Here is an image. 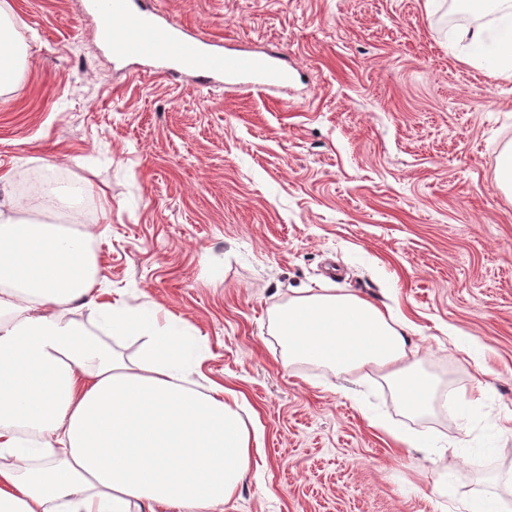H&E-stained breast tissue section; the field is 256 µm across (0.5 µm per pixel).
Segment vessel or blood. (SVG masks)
I'll return each instance as SVG.
<instances>
[{
    "mask_svg": "<svg viewBox=\"0 0 512 512\" xmlns=\"http://www.w3.org/2000/svg\"><path fill=\"white\" fill-rule=\"evenodd\" d=\"M150 2L87 0L89 11L101 24V41L115 62L148 60L157 71L190 74L206 87L221 83L274 90L291 81L280 52L208 40L152 8Z\"/></svg>",
    "mask_w": 512,
    "mask_h": 512,
    "instance_id": "b4317fda",
    "label": "vessel or blood"
}]
</instances>
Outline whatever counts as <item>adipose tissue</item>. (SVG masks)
<instances>
[{
  "label": "adipose tissue",
  "mask_w": 512,
  "mask_h": 512,
  "mask_svg": "<svg viewBox=\"0 0 512 512\" xmlns=\"http://www.w3.org/2000/svg\"><path fill=\"white\" fill-rule=\"evenodd\" d=\"M485 23L459 32L463 60L512 79V0H457ZM25 52L0 6V89ZM0 209V512H224L251 460L239 395L196 377L206 336L151 303L126 306L100 286L98 239ZM88 322L71 316L76 305ZM411 322L344 288L306 289L275 317L283 367L384 373L401 408L431 409ZM134 337V359L112 347Z\"/></svg>",
  "instance_id": "adipose-tissue-1"
}]
</instances>
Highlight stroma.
Listing matches in <instances>:
<instances>
[{"instance_id":"stroma-1","label":"stroma","mask_w":512,"mask_h":512,"mask_svg":"<svg viewBox=\"0 0 512 512\" xmlns=\"http://www.w3.org/2000/svg\"><path fill=\"white\" fill-rule=\"evenodd\" d=\"M28 55L0 91V201L51 164L112 207L103 287L207 334L203 371L244 395L249 472L226 512H459L512 503V435L462 457L512 412V80L460 61L454 0H156L209 39L280 50L288 87L198 85L113 65L86 0H7ZM340 287L398 308L441 398L405 413L380 372L356 394L286 370L270 325L288 298ZM469 338L488 373L457 349ZM490 391L475 409L446 396ZM418 438L398 446L391 430Z\"/></svg>"}]
</instances>
